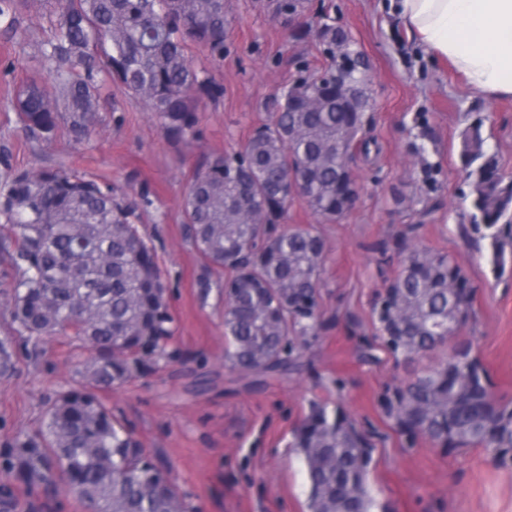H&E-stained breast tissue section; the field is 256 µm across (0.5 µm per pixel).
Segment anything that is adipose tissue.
Instances as JSON below:
<instances>
[{"label":"adipose tissue","mask_w":512,"mask_h":512,"mask_svg":"<svg viewBox=\"0 0 512 512\" xmlns=\"http://www.w3.org/2000/svg\"><path fill=\"white\" fill-rule=\"evenodd\" d=\"M409 33L447 58L468 87L512 96V0H398Z\"/></svg>","instance_id":"1"}]
</instances>
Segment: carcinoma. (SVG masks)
I'll list each match as a JSON object with an SVG mask.
<instances>
[{
  "label": "carcinoma",
  "mask_w": 512,
  "mask_h": 512,
  "mask_svg": "<svg viewBox=\"0 0 512 512\" xmlns=\"http://www.w3.org/2000/svg\"><path fill=\"white\" fill-rule=\"evenodd\" d=\"M17 0H0V23L17 30ZM52 37L41 62L55 73L53 92L36 84L15 107L30 138L50 141L59 124L80 143L100 110V78L146 99L166 138L195 136L200 104L222 87L198 71L190 44L224 57V0H47ZM278 12L299 16L304 0H278ZM315 37L329 63L288 83L262 104L268 117L232 155L197 167L185 202L187 237L206 261L229 270L224 279L227 357L243 371L266 374L288 365L323 323L318 301L323 239L311 228L278 230L292 198L289 177L306 184L305 203L323 220L349 210L356 192L339 171L364 143V113L343 96L366 82L349 36L325 23L300 26L295 40ZM461 163L469 180L470 230L487 239L493 270L512 248V180L485 149L482 122L469 128ZM0 263L10 279L13 330L38 347L45 336L72 333L91 345L87 383L58 392L47 404L46 430L16 437L0 454V512H34L28 494L62 491L80 512H191L169 475L145 453L99 392L147 370L174 336L168 288L154 247L137 215L109 185L56 166L35 182L27 171L0 182ZM473 289L448 256L411 253L385 288L376 310L384 349L405 361L458 336L470 319ZM462 361L444 364L381 398L400 435L428 437L448 449L485 448L512 460V403L497 399L487 371L465 344ZM12 338L0 339V378L17 371ZM306 465L309 512H371L367 487L369 437L343 411L312 403L294 433Z\"/></svg>",
  "instance_id": "carcinoma-1"
}]
</instances>
